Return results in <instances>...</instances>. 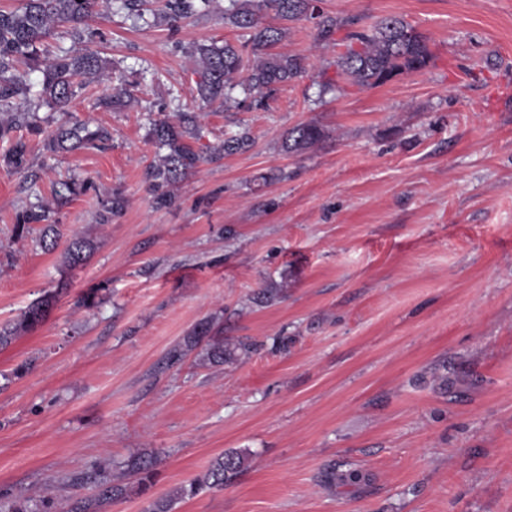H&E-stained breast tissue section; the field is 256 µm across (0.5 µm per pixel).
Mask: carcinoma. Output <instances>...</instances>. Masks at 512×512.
<instances>
[{
	"instance_id": "obj_1",
	"label": "carcinoma",
	"mask_w": 512,
	"mask_h": 512,
	"mask_svg": "<svg viewBox=\"0 0 512 512\" xmlns=\"http://www.w3.org/2000/svg\"><path fill=\"white\" fill-rule=\"evenodd\" d=\"M315 0H228L224 7V24L247 33L241 45L231 42L197 44L187 51L189 69L196 76L195 90L198 99L206 104L215 103L228 110L241 105L248 109L261 110L267 107L279 87L292 82L308 72L307 58L273 51L288 34V27H275L264 22L268 10L282 21L301 19L316 20L317 38L329 42L335 33L349 28L345 36L346 50L336 54L338 72L351 84L370 89L388 82L394 76L418 71L429 63L432 54L426 38L412 25L398 16H387L372 26L353 28L354 20L331 16L321 12ZM142 0H23L20 7L0 10V112L9 117L0 119V139L10 142L9 148L0 156L5 167L23 171L28 166L29 146L22 137L12 133L23 121L33 133L40 132L36 116L24 109L22 96L26 87L14 74L15 62L23 61L28 68L41 73L42 100L59 112H69V106L77 90L99 80H110L106 61L91 49L72 55L61 51L49 56L43 48L44 40L58 26L79 29L95 16H100L117 6L121 10L144 15ZM213 0H164L163 7L151 12L153 22L177 29V24L186 18L206 11ZM241 87L245 97H233L236 87ZM131 97L127 87L98 100L99 107L110 110L120 107ZM151 138L162 150L158 159L145 169V181L156 209H168L175 205L172 191L186 174L198 163L209 158L218 161L246 150L252 143L245 129L224 134L221 143L209 147L202 154L188 143L198 138L197 115L181 112L174 121L157 120L150 129ZM323 137V130L314 123H301L288 131L282 143L287 154L300 153ZM110 139L109 132L102 128H90L82 121L67 120L60 123L48 139L46 147L51 152L70 151L88 146H101ZM125 199L114 193L102 201L101 220L107 221L120 214ZM31 224H40V245L47 251L56 248L59 229L49 223V211L44 206H32L20 216L19 231ZM88 245L73 239L66 250V262L73 267L87 259ZM56 295L45 294L35 299L25 310L19 321L11 327L0 328V346L11 344L18 334L35 329L47 318ZM203 346V360L212 365H222L235 359L236 352L249 351L245 344L230 345L214 331L210 320L200 322L187 337L189 349ZM248 457L239 452L225 453L212 461L203 477L178 488L168 497L150 500L144 512H172L176 500L195 496L204 489L222 488L242 472ZM124 476L139 477V484L146 488L152 483L151 465L140 457L132 456L120 465ZM125 494L121 482H101L98 493L74 502L68 512H100V508ZM49 507L42 500L18 498L10 506V512H40Z\"/></svg>"
}]
</instances>
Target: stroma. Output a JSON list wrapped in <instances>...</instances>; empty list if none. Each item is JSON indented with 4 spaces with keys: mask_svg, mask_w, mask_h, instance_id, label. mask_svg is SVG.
<instances>
[{
    "mask_svg": "<svg viewBox=\"0 0 512 512\" xmlns=\"http://www.w3.org/2000/svg\"><path fill=\"white\" fill-rule=\"evenodd\" d=\"M225 3L175 31L115 10L89 22L102 40L59 27L45 41L111 62V82L70 111L112 139L54 154L21 127L28 172L0 167V327L57 294L42 325L0 347V507L49 487L52 512H68L145 456L148 490L129 481L101 510L143 512L245 450L234 481L173 512H512V0H319L363 26L404 18L430 62L325 93L336 50L292 22L276 50L307 56L308 73L266 109L201 111L195 150L239 123L253 144L201 163L175 208L154 209L150 125L196 106L185 48L242 40ZM126 81L129 104L94 108ZM309 121L323 138L282 152ZM70 178L85 191L57 197ZM116 191L125 208L100 223ZM37 202L61 230L49 253L39 225L16 229ZM75 236L91 252L70 267ZM264 288L277 296L256 304ZM205 319L253 351L170 362ZM332 466L367 481L327 484Z\"/></svg>",
    "mask_w": 512,
    "mask_h": 512,
    "instance_id": "1",
    "label": "stroma"
}]
</instances>
